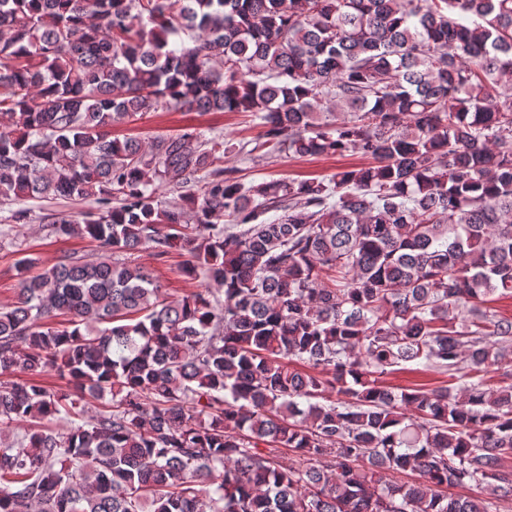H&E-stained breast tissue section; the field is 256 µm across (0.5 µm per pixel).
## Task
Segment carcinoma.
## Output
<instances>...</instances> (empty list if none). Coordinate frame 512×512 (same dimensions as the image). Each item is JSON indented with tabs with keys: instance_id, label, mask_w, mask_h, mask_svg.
I'll return each mask as SVG.
<instances>
[{
	"instance_id": "cac0c4a2",
	"label": "carcinoma",
	"mask_w": 512,
	"mask_h": 512,
	"mask_svg": "<svg viewBox=\"0 0 512 512\" xmlns=\"http://www.w3.org/2000/svg\"><path fill=\"white\" fill-rule=\"evenodd\" d=\"M158 109L250 114L248 156L373 163L246 184L218 137H112ZM0 113V201L92 197L51 229L100 244L21 259L0 307V512L512 500V317L482 308L512 296V0H0ZM143 247L223 298L164 296L123 258ZM406 364L462 394L383 384Z\"/></svg>"
}]
</instances>
